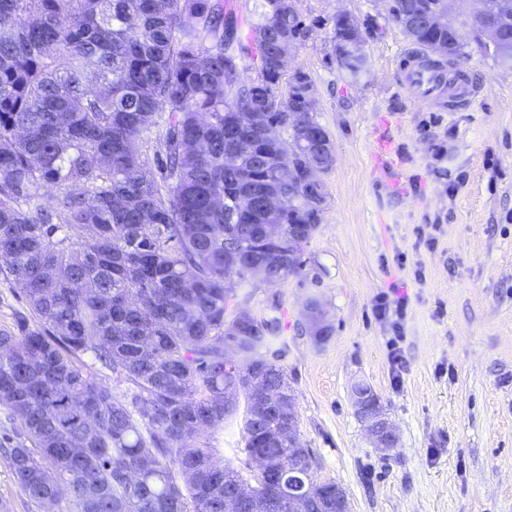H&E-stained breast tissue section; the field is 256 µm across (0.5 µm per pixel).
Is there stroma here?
<instances>
[{
  "label": "stroma",
  "mask_w": 512,
  "mask_h": 512,
  "mask_svg": "<svg viewBox=\"0 0 512 512\" xmlns=\"http://www.w3.org/2000/svg\"><path fill=\"white\" fill-rule=\"evenodd\" d=\"M296 5L310 35L293 64L314 84L335 165L301 273L249 280L230 309L277 319L301 443L318 458V478L343 486L350 512H512V69L477 46L465 0L449 19L480 94L467 109L435 112L396 82L411 43L385 0ZM340 12L367 29L369 71L357 82L330 57ZM381 136L393 143L387 164ZM383 293L407 300L401 323L377 315ZM311 299L333 327L321 344L301 317ZM397 332L396 375L387 345ZM360 381L394 425L389 452L373 448L354 414ZM202 440L242 468L239 421Z\"/></svg>",
  "instance_id": "1"
}]
</instances>
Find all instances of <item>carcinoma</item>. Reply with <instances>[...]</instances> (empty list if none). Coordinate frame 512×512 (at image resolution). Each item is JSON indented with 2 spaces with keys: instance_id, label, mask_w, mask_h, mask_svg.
Listing matches in <instances>:
<instances>
[{
  "instance_id": "cac0c4a2",
  "label": "carcinoma",
  "mask_w": 512,
  "mask_h": 512,
  "mask_svg": "<svg viewBox=\"0 0 512 512\" xmlns=\"http://www.w3.org/2000/svg\"><path fill=\"white\" fill-rule=\"evenodd\" d=\"M496 0L483 25L512 28ZM439 0H393L392 20L422 48L452 23L411 29ZM309 28L283 0H0V274L30 313L0 328V406L17 426L8 450L20 492L54 512H302L318 488L311 448L288 434L295 394L276 358H254L274 318L229 315L232 277L276 283L302 270L324 180L288 189L304 158L294 81L279 47ZM357 80L368 60L335 57ZM251 74L248 80L242 75ZM162 129L143 158L144 134ZM58 190L53 207L41 188ZM264 196L281 205L261 210ZM131 384L124 401L83 356ZM244 398L247 474L197 444ZM253 484L236 500L243 481Z\"/></svg>"
}]
</instances>
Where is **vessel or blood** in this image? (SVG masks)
Masks as SVG:
<instances>
[{
	"label": "vessel or blood",
	"instance_id": "b4317fda",
	"mask_svg": "<svg viewBox=\"0 0 512 512\" xmlns=\"http://www.w3.org/2000/svg\"><path fill=\"white\" fill-rule=\"evenodd\" d=\"M400 87L411 92L415 102L439 112H455L472 104L478 87L458 66L430 63L420 51L405 53L397 71Z\"/></svg>",
	"mask_w": 512,
	"mask_h": 512
}]
</instances>
